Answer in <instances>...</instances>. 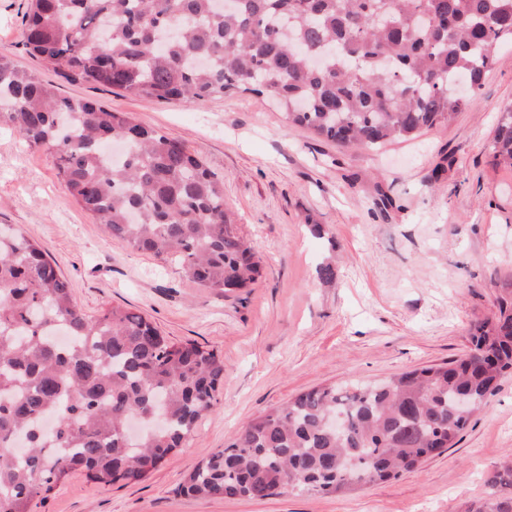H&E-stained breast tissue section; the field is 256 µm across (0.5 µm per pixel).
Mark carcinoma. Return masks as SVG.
Returning a JSON list of instances; mask_svg holds the SVG:
<instances>
[{"label": "carcinoma", "instance_id": "obj_1", "mask_svg": "<svg viewBox=\"0 0 512 512\" xmlns=\"http://www.w3.org/2000/svg\"><path fill=\"white\" fill-rule=\"evenodd\" d=\"M26 16V52L71 85L157 102L267 95L288 124L364 150L449 123L474 101L493 48L512 43V0H236L222 15L216 0H29ZM2 124L50 150L79 207L130 249L211 291L262 277L224 180L165 134L63 97L1 56ZM492 158L512 168V106ZM470 343L456 362L297 395L198 462L179 492L339 494L414 470L453 447L512 375L511 288ZM223 380L216 352L139 313L86 317L46 251L0 230V512H32L76 470L104 485L144 479L214 410ZM489 483L502 491L465 512H512V461Z\"/></svg>", "mask_w": 512, "mask_h": 512}]
</instances>
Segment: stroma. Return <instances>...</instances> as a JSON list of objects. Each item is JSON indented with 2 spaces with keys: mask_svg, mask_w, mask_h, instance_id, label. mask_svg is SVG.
Instances as JSON below:
<instances>
[{
  "mask_svg": "<svg viewBox=\"0 0 512 512\" xmlns=\"http://www.w3.org/2000/svg\"><path fill=\"white\" fill-rule=\"evenodd\" d=\"M28 0H0V55L180 140L224 178V205L256 249L262 277L227 295L132 251L76 204L51 152L0 129V226L39 243L87 316L124 306L178 342L212 348L225 374L216 408L140 482L74 472L33 512H464L512 455V377L454 447L415 471L342 494L290 490L262 500L180 495L185 475L255 418L319 386L378 382L462 358L473 324L512 282V169L492 164L512 106V44L497 46L476 102L448 124L353 151L286 123L265 96L159 103L58 82L23 46ZM395 200L380 212L378 191ZM323 227L314 236L311 225ZM331 264L333 283L316 270Z\"/></svg>",
  "mask_w": 512,
  "mask_h": 512,
  "instance_id": "35a3bbf8",
  "label": "stroma"
}]
</instances>
